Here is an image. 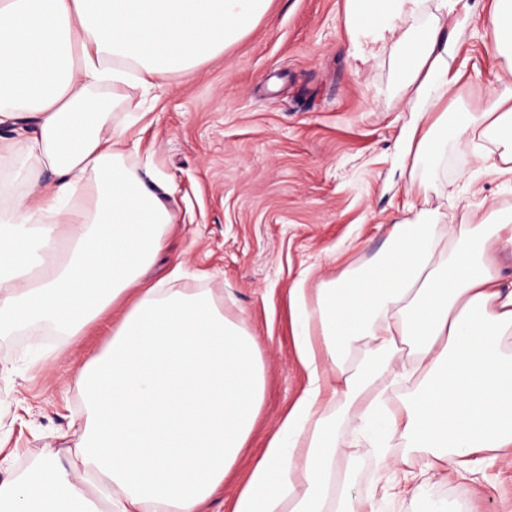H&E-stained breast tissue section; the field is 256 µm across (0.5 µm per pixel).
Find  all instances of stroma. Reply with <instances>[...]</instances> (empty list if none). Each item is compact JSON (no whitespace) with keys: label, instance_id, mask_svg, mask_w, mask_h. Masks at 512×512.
<instances>
[{"label":"stroma","instance_id":"35a3bbf8","mask_svg":"<svg viewBox=\"0 0 512 512\" xmlns=\"http://www.w3.org/2000/svg\"><path fill=\"white\" fill-rule=\"evenodd\" d=\"M493 0H467L448 18L461 77L442 106L489 111L506 61L479 39ZM346 0H270L255 27L161 88H128L147 114L127 132L128 161L149 170L174 214L165 245L141 282L209 289L260 346L265 400L247 447L224 481L248 476L307 383L292 336L289 290H315L376 256L390 224L439 211L469 224L512 209V184L449 146L436 161L412 160L405 140L423 125L411 111L390 53L365 55L345 22ZM418 192H410V184ZM117 320L83 336H0V480L33 467L42 449L68 458L87 412L74 372L107 347ZM352 491L383 494L389 481L371 449L358 448ZM450 512H501L512 498V459L478 483L430 479ZM401 497L385 512H427Z\"/></svg>","mask_w":512,"mask_h":512}]
</instances>
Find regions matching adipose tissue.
<instances>
[{
	"instance_id": "adipose-tissue-1",
	"label": "adipose tissue",
	"mask_w": 512,
	"mask_h": 512,
	"mask_svg": "<svg viewBox=\"0 0 512 512\" xmlns=\"http://www.w3.org/2000/svg\"><path fill=\"white\" fill-rule=\"evenodd\" d=\"M347 0L346 25L391 50L408 101L452 86L445 23L461 0ZM269 0H0V159L36 196L0 201V335L68 338L103 320L164 246L173 216L126 162V89L159 87L250 31ZM484 36L512 70V0H494ZM486 125L442 112L409 142L441 157L449 142L512 176V84ZM487 150H477L478 142ZM489 224L434 212L391 225L388 246L354 270L290 290L308 384L232 496L231 512H380L354 496L355 466L337 429L373 449L396 489L428 495L424 474L483 480L512 454V210ZM88 415L75 459L44 449L36 468L0 482V512H203L246 447L264 400L255 338L208 290L140 289L106 351L74 376ZM422 453L418 470L390 454Z\"/></svg>"
}]
</instances>
